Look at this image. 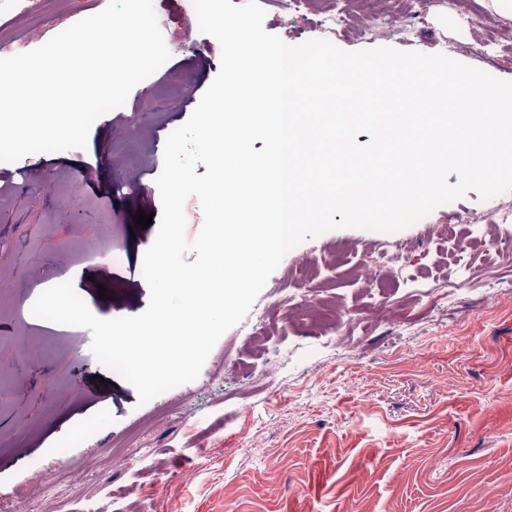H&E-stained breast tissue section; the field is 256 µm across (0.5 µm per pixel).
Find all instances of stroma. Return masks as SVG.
I'll return each instance as SVG.
<instances>
[{
    "label": "stroma",
    "mask_w": 512,
    "mask_h": 512,
    "mask_svg": "<svg viewBox=\"0 0 512 512\" xmlns=\"http://www.w3.org/2000/svg\"><path fill=\"white\" fill-rule=\"evenodd\" d=\"M108 0H11L0 42L34 50ZM264 28L285 43L325 39L345 51L393 47L450 54L512 81V19L489 0H430L416 26L369 34L357 0H259ZM168 14L169 60L145 79L147 97L93 123L88 144L0 162V492L30 500V477L58 474L60 495L34 512H512V266L485 242L512 241V190H467L412 225L338 228L291 249L253 313L218 339L198 377L139 403L134 387L91 351L83 327L32 313L68 281L100 318L141 314L150 299L142 258L161 213L156 179L168 135L184 124L220 70L179 32L192 0H153ZM349 12L348 25L313 17ZM494 40V58L479 55ZM86 174L78 188L75 174ZM493 211L498 224L472 223ZM459 225L467 264L448 263ZM408 248L402 269L371 255ZM116 246L120 261L105 255ZM309 262L311 275L288 281ZM286 284L289 299L273 292ZM106 297H98V287ZM263 329L245 335L256 311ZM128 465H106L139 443ZM66 468H59L60 456Z\"/></svg>",
    "instance_id": "35a3bbf8"
}]
</instances>
